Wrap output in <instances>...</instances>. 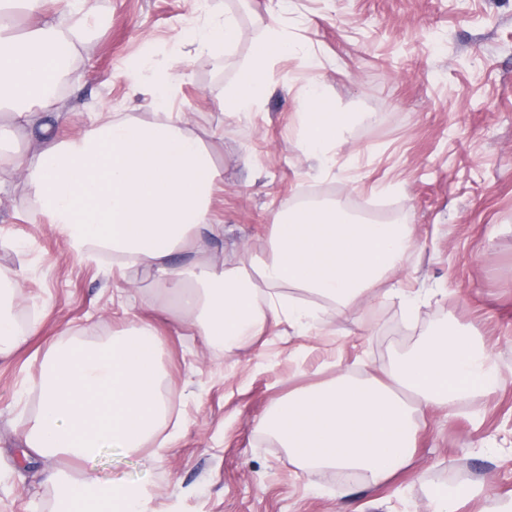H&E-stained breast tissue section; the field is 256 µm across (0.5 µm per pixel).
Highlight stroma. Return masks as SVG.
Listing matches in <instances>:
<instances>
[{
    "label": "stroma",
    "mask_w": 512,
    "mask_h": 512,
    "mask_svg": "<svg viewBox=\"0 0 512 512\" xmlns=\"http://www.w3.org/2000/svg\"><path fill=\"white\" fill-rule=\"evenodd\" d=\"M240 24L221 59L195 53L177 35L193 0H91L96 30L69 73L74 114L65 134L98 112L151 116L131 71L188 56L176 101L224 164L211 209L226 236L262 251L271 217L315 197L393 206L423 248L399 278L432 290L416 329L444 324L476 330L498 369L512 375V0H215ZM307 55L271 68L257 112L234 118L218 105L246 70L272 16ZM319 79L361 151L351 168L317 176L296 137L299 99ZM23 176L0 195V271L22 272L41 313L42 333L0 361V512H54L57 493L22 457V432L35 393L18 392L39 371L46 340L68 331L102 342L134 315L154 317L163 342L169 449L128 457L104 449L98 472L143 489L154 512H429L427 492L444 484L484 485L458 512H493L512 501V386L422 416L411 465L374 486L332 471H299L254 421L289 390L335 376L358 362L381 369L412 344L397 304L352 307L334 336H299L287 324L234 358L212 349L142 301L151 272L118 291V269L70 255L64 241L28 213Z\"/></svg>",
    "instance_id": "1"
}]
</instances>
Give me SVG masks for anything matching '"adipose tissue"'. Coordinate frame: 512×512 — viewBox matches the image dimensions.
<instances>
[{
  "label": "adipose tissue",
  "mask_w": 512,
  "mask_h": 512,
  "mask_svg": "<svg viewBox=\"0 0 512 512\" xmlns=\"http://www.w3.org/2000/svg\"><path fill=\"white\" fill-rule=\"evenodd\" d=\"M89 0H0V186L26 174L30 212L62 237L79 259L109 256L119 270L144 268L157 285L146 304L172 314L207 346L234 356L268 325L288 322L298 335L333 336L332 313L386 299L413 320L425 293L396 275L418 238L409 224L355 218L343 201H311L276 213L264 250L243 256L225 242L211 200L224 166L175 109L188 62L134 64L152 96L143 120L128 112L96 118L72 138L67 93L58 92L63 64L88 40ZM23 17L17 32L13 17ZM237 18L199 0L181 40L196 53L219 57L239 38ZM271 25L252 62L229 85L221 107L233 117L257 110L267 88V64L302 52ZM299 146L317 174L331 173L346 143L344 120L312 80L300 99ZM42 138L19 147L16 133ZM214 250H207V243ZM25 295L20 273H0V359L38 336L39 318L19 323ZM162 337L148 319L102 344L50 342L34 381L39 406L23 434L25 460L42 464L58 489L61 512H150L149 498L125 482L103 480L94 462L101 449L136 455L164 449L170 400L162 390ZM512 386L478 336L438 327L374 373L339 369L335 377L289 392L254 428L288 451L302 471L332 470L386 482L417 447V415Z\"/></svg>",
  "instance_id": "ef3b65f1"
}]
</instances>
